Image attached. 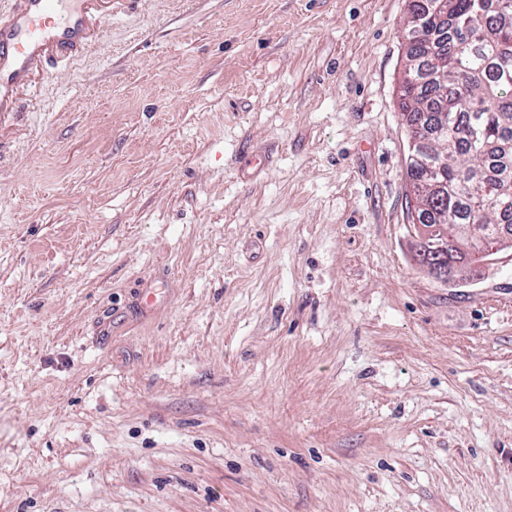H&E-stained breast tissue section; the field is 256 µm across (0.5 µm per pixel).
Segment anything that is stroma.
<instances>
[{
  "instance_id": "obj_1",
  "label": "stroma",
  "mask_w": 512,
  "mask_h": 512,
  "mask_svg": "<svg viewBox=\"0 0 512 512\" xmlns=\"http://www.w3.org/2000/svg\"><path fill=\"white\" fill-rule=\"evenodd\" d=\"M409 0H117L0 126V512H512V261L413 258Z\"/></svg>"
}]
</instances>
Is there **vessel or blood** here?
Segmentation results:
<instances>
[{
	"instance_id": "vessel-or-blood-1",
	"label": "vessel or blood",
	"mask_w": 512,
	"mask_h": 512,
	"mask_svg": "<svg viewBox=\"0 0 512 512\" xmlns=\"http://www.w3.org/2000/svg\"><path fill=\"white\" fill-rule=\"evenodd\" d=\"M92 0H6L0 10V118L15 115V88L34 66L78 59L88 44Z\"/></svg>"
}]
</instances>
